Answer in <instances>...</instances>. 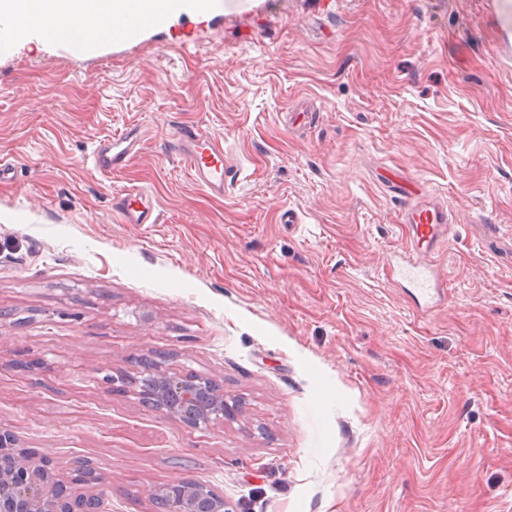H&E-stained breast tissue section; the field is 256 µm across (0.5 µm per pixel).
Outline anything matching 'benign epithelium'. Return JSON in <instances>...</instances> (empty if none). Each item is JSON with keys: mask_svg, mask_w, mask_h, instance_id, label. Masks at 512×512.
<instances>
[{"mask_svg": "<svg viewBox=\"0 0 512 512\" xmlns=\"http://www.w3.org/2000/svg\"><path fill=\"white\" fill-rule=\"evenodd\" d=\"M112 389L135 388L146 407L164 411L191 428L233 421L242 406L224 398V387L197 374L177 375L165 358L146 359L132 374L112 378ZM143 494L153 512H232L223 494L196 479L148 483ZM0 512H98L97 496L75 494L54 477L53 460L31 457L8 430H0Z\"/></svg>", "mask_w": 512, "mask_h": 512, "instance_id": "7a95c632", "label": "benign epithelium"}]
</instances>
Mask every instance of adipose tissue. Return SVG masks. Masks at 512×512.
<instances>
[{
    "label": "adipose tissue",
    "mask_w": 512,
    "mask_h": 512,
    "mask_svg": "<svg viewBox=\"0 0 512 512\" xmlns=\"http://www.w3.org/2000/svg\"><path fill=\"white\" fill-rule=\"evenodd\" d=\"M156 9L157 0H0V55L32 38L83 52L112 42L123 16H151Z\"/></svg>",
    "instance_id": "1"
}]
</instances>
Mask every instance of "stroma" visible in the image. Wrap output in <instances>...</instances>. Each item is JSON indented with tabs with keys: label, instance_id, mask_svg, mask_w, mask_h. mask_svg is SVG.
Instances as JSON below:
<instances>
[{
	"label": "stroma",
	"instance_id": "obj_1",
	"mask_svg": "<svg viewBox=\"0 0 512 512\" xmlns=\"http://www.w3.org/2000/svg\"><path fill=\"white\" fill-rule=\"evenodd\" d=\"M501 0H220L0 56V428L112 512L195 478L235 512H512V29ZM242 167L212 195L173 129ZM135 127L103 176L94 145ZM454 215L432 300L397 186ZM138 187L154 224H125ZM292 212L295 223L283 221ZM160 350L241 400L189 428L113 377ZM112 209L127 224H154L157 222L154 197L144 190L130 189L113 199Z\"/></svg>",
	"mask_w": 512,
	"mask_h": 512
}]
</instances>
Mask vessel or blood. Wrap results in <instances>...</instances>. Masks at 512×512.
Listing matches in <instances>:
<instances>
[{"mask_svg": "<svg viewBox=\"0 0 512 512\" xmlns=\"http://www.w3.org/2000/svg\"><path fill=\"white\" fill-rule=\"evenodd\" d=\"M139 140V134L131 130L100 140L92 152L95 170L121 169L135 152ZM175 142L193 181L213 195H223L224 181L230 173L223 141L203 136L194 128H182L176 131ZM112 208L129 224H153L158 219L155 199L144 190H127L114 198ZM403 222L409 230V244L406 261L399 267L398 274L422 295L433 296L440 283L434 266L427 263L425 257L446 242L452 215L446 208L427 204L417 195L405 208Z\"/></svg>", "mask_w": 512, "mask_h": 512, "instance_id": "1", "label": "vessel or blood"}]
</instances>
